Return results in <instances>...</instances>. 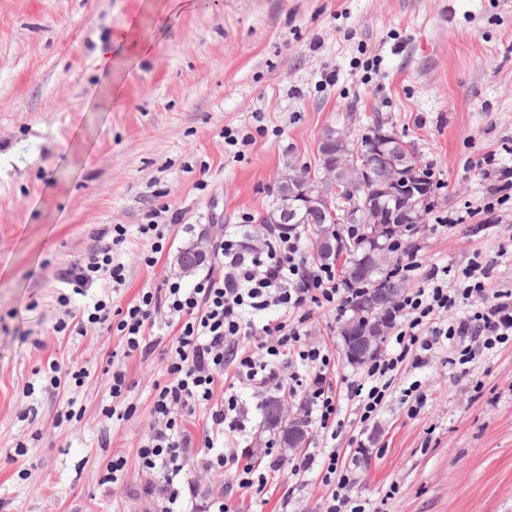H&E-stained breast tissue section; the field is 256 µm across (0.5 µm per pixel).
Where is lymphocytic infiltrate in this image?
I'll use <instances>...</instances> for the list:
<instances>
[{
	"mask_svg": "<svg viewBox=\"0 0 512 512\" xmlns=\"http://www.w3.org/2000/svg\"><path fill=\"white\" fill-rule=\"evenodd\" d=\"M126 230L116 224L104 230L100 244L71 263L62 275L73 294L87 298L75 329L117 330L126 352L148 354L158 316H165L177 334L167 352V378L156 384L151 413L154 424L137 451L139 469L148 475L144 487L149 512H195L196 487L192 469L221 470L238 487L263 493L266 473L242 462L237 451L225 448V433L244 425L245 409L236 398L213 400L219 376L232 373L244 385L266 386L277 377L281 362L294 364L310 388L307 413L317 428L331 427L336 417V391L328 379L330 354L312 342L307 322L313 310L334 307L345 314L363 292L348 286L335 269L309 264L296 234L268 235L252 251L243 252L235 240L215 241L214 254L224 259L222 277H204L193 287L168 282L164 291H146L127 306L120 320L112 318L110 300L96 296L98 285L125 284V266L113 256ZM449 269L429 272L425 287L402 294L392 315L399 318L397 350L370 361L361 382L351 384L363 419L375 417L385 404L393 377L407 368L426 366L445 342L482 337L486 348L512 342V289L490 291L489 270L473 262L462 269V287L448 285ZM471 306L469 316L445 322L458 304ZM275 313V320L255 326L254 315ZM203 412L208 424L203 443L184 427L183 413ZM322 481L331 493L324 512H357L352 504V480L338 468L335 450L327 452Z\"/></svg>",
	"mask_w": 512,
	"mask_h": 512,
	"instance_id": "lymphocytic-infiltrate-1",
	"label": "lymphocytic infiltrate"
}]
</instances>
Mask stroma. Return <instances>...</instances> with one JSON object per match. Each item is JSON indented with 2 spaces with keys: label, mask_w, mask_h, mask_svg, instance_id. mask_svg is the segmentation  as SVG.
Masks as SVG:
<instances>
[{
  "label": "stroma",
  "mask_w": 512,
  "mask_h": 512,
  "mask_svg": "<svg viewBox=\"0 0 512 512\" xmlns=\"http://www.w3.org/2000/svg\"><path fill=\"white\" fill-rule=\"evenodd\" d=\"M154 31L132 58L111 35L130 13ZM112 54L122 99L109 105L95 66ZM379 115L406 140L437 183L415 235L421 267L492 261L490 283L512 288V196L499 198L479 164L512 167V0H211L157 15L150 0H0V512H146L137 449L148 434L161 351L125 354L116 333L57 331L81 297L60 275L98 234L125 225L114 254L127 308L148 289L218 276V258L181 276L179 250L202 233L223 238L258 218L288 156L315 164L325 127L358 138ZM181 223L170 226L171 216ZM169 224L160 252L139 227ZM154 264H146V256ZM342 319L326 307L312 340L336 359L335 435L309 427L305 448L270 470L261 405L280 394L290 412L307 399L279 365L281 388L218 379L214 400L243 402L244 431L225 444L269 470L267 491L238 488L221 472H192L199 501L223 497L231 512H323L330 492L324 449L350 467L362 512H512V342L475 353L460 375L442 347L396 377L375 418L347 393L363 368L344 356ZM87 368L82 386L46 389L50 362ZM126 369L128 419L107 420L110 366ZM419 382L425 404L407 413L402 394ZM74 408L76 418L60 422ZM314 466L292 474L289 461ZM127 475L107 479L112 458Z\"/></svg>",
  "instance_id": "35a3bbf8"
}]
</instances>
